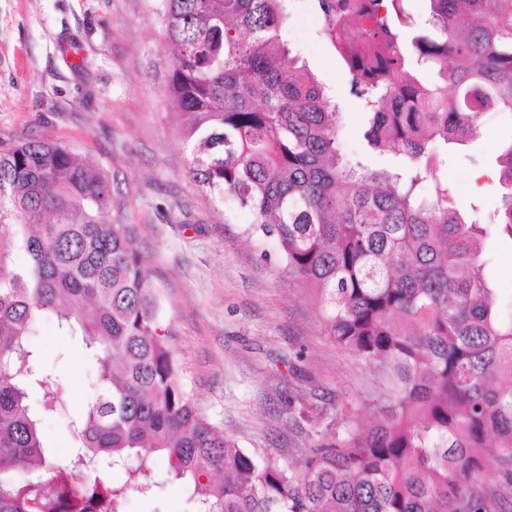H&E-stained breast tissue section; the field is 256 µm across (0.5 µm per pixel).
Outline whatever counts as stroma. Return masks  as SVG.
Segmentation results:
<instances>
[{"instance_id": "obj_1", "label": "stroma", "mask_w": 512, "mask_h": 512, "mask_svg": "<svg viewBox=\"0 0 512 512\" xmlns=\"http://www.w3.org/2000/svg\"><path fill=\"white\" fill-rule=\"evenodd\" d=\"M281 32L344 110L346 153L374 165L367 118L315 11L288 0ZM161 0H0V140L31 136L65 143L115 173L124 197L119 220L140 227L162 293L163 316L186 391L240 447L296 462L303 448L369 422L385 388L378 364L332 342L314 296L301 288L271 239L251 233L253 216L202 190L166 97L171 61ZM512 140V115L487 112L480 134L443 155L441 174L459 186L457 204L495 221L502 188L494 174ZM484 173L472 190L474 173ZM483 275L512 297V240L482 241ZM42 365L64 378L62 399L76 407L92 392L96 362L81 337L43 319L31 338ZM357 418L343 416L345 400ZM159 502L130 494L123 512H185L186 490L155 458Z\"/></svg>"}]
</instances>
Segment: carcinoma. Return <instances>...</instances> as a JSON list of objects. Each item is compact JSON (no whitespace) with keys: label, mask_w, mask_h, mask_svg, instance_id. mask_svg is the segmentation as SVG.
Returning a JSON list of instances; mask_svg holds the SVG:
<instances>
[{"label":"carcinoma","mask_w":512,"mask_h":512,"mask_svg":"<svg viewBox=\"0 0 512 512\" xmlns=\"http://www.w3.org/2000/svg\"><path fill=\"white\" fill-rule=\"evenodd\" d=\"M284 2L162 0L166 93L194 180L253 214L325 335L386 369L376 416L298 465L239 447L184 390L137 225L112 219L116 178L61 142L0 140V512H122L155 496L151 453L187 481V512H499L512 495V308L481 273L484 236L512 240V142L494 224L436 170L482 113L512 114V0H425L408 43L411 0H316L368 144L398 157L383 169L342 152L341 108L281 41ZM47 317L97 364L62 462L41 441L59 381L29 341Z\"/></svg>","instance_id":"cac0c4a2"}]
</instances>
